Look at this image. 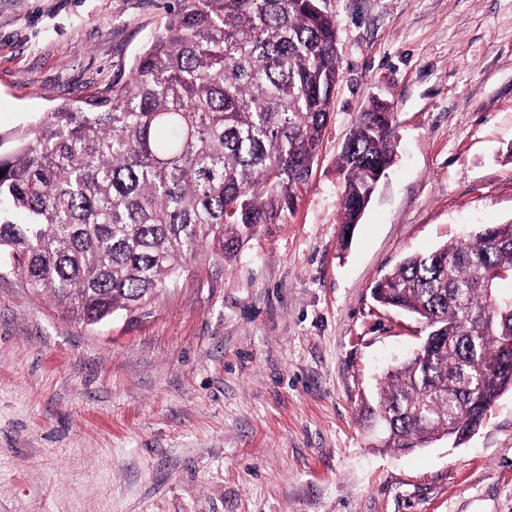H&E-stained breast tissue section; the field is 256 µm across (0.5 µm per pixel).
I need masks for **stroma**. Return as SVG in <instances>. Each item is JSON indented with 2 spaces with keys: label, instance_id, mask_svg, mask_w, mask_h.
<instances>
[{
  "label": "stroma",
  "instance_id": "35a3bbf8",
  "mask_svg": "<svg viewBox=\"0 0 512 512\" xmlns=\"http://www.w3.org/2000/svg\"><path fill=\"white\" fill-rule=\"evenodd\" d=\"M166 0H0V131L112 81ZM340 78L311 174L235 260L95 326L0 267V512H512V391L459 446L362 416L421 323L372 288L512 222V0H323ZM397 156L348 244L339 156L372 100Z\"/></svg>",
  "mask_w": 512,
  "mask_h": 512
}]
</instances>
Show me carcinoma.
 Returning <instances> with one entry per match:
<instances>
[{
    "label": "carcinoma",
    "instance_id": "obj_1",
    "mask_svg": "<svg viewBox=\"0 0 512 512\" xmlns=\"http://www.w3.org/2000/svg\"><path fill=\"white\" fill-rule=\"evenodd\" d=\"M130 77L0 133V261L88 325L134 314L205 252L235 258L311 172L339 75L320 0H173ZM395 157L393 113H360L339 157L341 242ZM512 222L412 255L381 306L425 324L367 417L388 447L462 444L512 390Z\"/></svg>",
    "mask_w": 512,
    "mask_h": 512
}]
</instances>
